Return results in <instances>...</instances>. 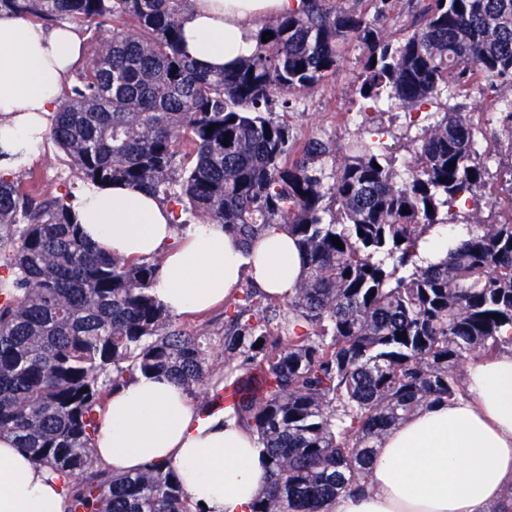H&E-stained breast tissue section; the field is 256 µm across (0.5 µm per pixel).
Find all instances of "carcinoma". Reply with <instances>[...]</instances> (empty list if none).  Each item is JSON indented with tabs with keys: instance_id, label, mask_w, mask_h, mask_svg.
I'll return each mask as SVG.
<instances>
[{
	"instance_id": "1",
	"label": "carcinoma",
	"mask_w": 512,
	"mask_h": 512,
	"mask_svg": "<svg viewBox=\"0 0 512 512\" xmlns=\"http://www.w3.org/2000/svg\"><path fill=\"white\" fill-rule=\"evenodd\" d=\"M360 3L302 0L264 22L273 37L254 55L214 72L181 48L190 0H0L90 32L49 130L77 179L144 189L178 207L175 224H222L246 248L278 224L305 257L288 301L250 284L224 310L219 367L205 333L152 293L159 259L102 252L70 193L0 178V435L61 478L65 512H200L172 462L117 473L95 455L102 410L138 374L207 386L212 408L260 437L269 482L252 512H331L392 426L464 393L470 354L512 348V213L420 260L458 201L481 204L494 149L477 151L472 114L446 107L401 178L384 127L345 151L300 144L274 109L336 75L349 44L375 106H431L477 77L512 89V0H425L397 39L394 0L371 17Z\"/></svg>"
}]
</instances>
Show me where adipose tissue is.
Listing matches in <instances>:
<instances>
[{"label":"adipose tissue","mask_w":512,"mask_h":512,"mask_svg":"<svg viewBox=\"0 0 512 512\" xmlns=\"http://www.w3.org/2000/svg\"><path fill=\"white\" fill-rule=\"evenodd\" d=\"M301 0H192L183 50L207 70L252 56L272 16ZM82 57L79 35L0 11V175L24 169L49 131L62 86ZM72 210L84 237L109 254L161 256L153 294L173 313L204 311L245 280L286 299L302 273L293 239L271 226L250 248L223 225L177 234L170 209L121 184L89 186ZM465 393L420 409L382 440L363 491L334 512H491L512 486V352L468 366ZM96 451L114 471L166 460L204 512H250L266 484L258 437L225 411L207 413L164 377H135L113 392L99 419ZM55 473L36 465L12 437H0V512H63Z\"/></svg>","instance_id":"ef3b65f1"}]
</instances>
